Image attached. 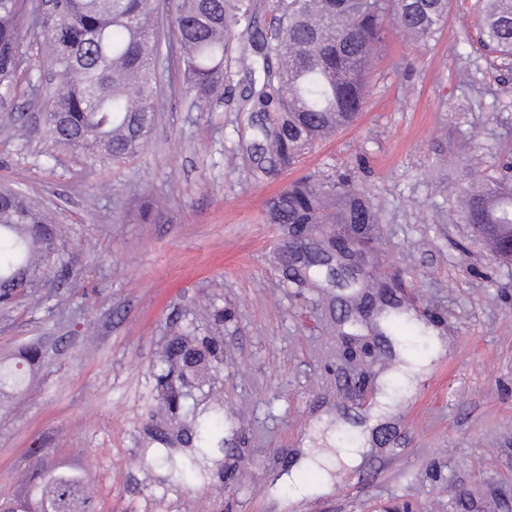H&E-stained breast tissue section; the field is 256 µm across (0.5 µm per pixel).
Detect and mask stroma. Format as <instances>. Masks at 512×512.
Wrapping results in <instances>:
<instances>
[{
  "label": "stroma",
  "mask_w": 512,
  "mask_h": 512,
  "mask_svg": "<svg viewBox=\"0 0 512 512\" xmlns=\"http://www.w3.org/2000/svg\"><path fill=\"white\" fill-rule=\"evenodd\" d=\"M178 57H161L154 129L127 159L52 143L43 101L23 104L26 138L0 116V187L66 227L69 266L39 282L44 303L0 308V356L45 351L0 415V501L21 493L39 442L85 471L99 512H512V264L458 204L460 182L512 162V61L484 47L476 0H450L425 41L387 27L357 121L263 178L244 150L252 128L225 105L191 108ZM307 175L350 176L379 210L367 269L406 312L397 336L374 337L380 361L348 365L339 289L301 285L279 261L288 228L265 205ZM181 334L222 360L174 414L157 377ZM405 354L427 370L360 463L311 496L280 482L317 430L356 445ZM195 418L213 425L208 447L183 440Z\"/></svg>",
  "instance_id": "obj_1"
}]
</instances>
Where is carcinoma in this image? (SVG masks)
Wrapping results in <instances>:
<instances>
[{"label":"carcinoma","instance_id":"1","mask_svg":"<svg viewBox=\"0 0 512 512\" xmlns=\"http://www.w3.org/2000/svg\"><path fill=\"white\" fill-rule=\"evenodd\" d=\"M183 65L185 94L194 107L231 102L234 77L248 85L237 111L250 112L255 176L291 165L316 142L352 124L369 92L375 54L386 23L403 34L431 37L446 19L450 0H271V20L257 29V0H170ZM42 40L50 69L65 83L46 105L52 141L97 150L114 159L136 155L155 120L154 70L164 30L152 0H54L38 12L34 0H0V112H16L15 77L27 55L23 17ZM484 45L512 57V0H482ZM30 100L42 96L43 74L29 71ZM468 224L512 226V190L488 176L479 188L466 186ZM272 224H375L370 202L348 179L327 185L300 180L274 197ZM63 227L34 207L17 189L0 190V292L10 304L36 296L37 281L66 270ZM324 263L305 264V282L328 280L325 263L335 258L331 242L313 246ZM216 356V350L186 336L164 347L160 376L163 402L179 408L180 386ZM43 358L36 344L0 358V411H11L28 391ZM34 512H98L95 496L74 469L42 467L29 477L25 494Z\"/></svg>","mask_w":512,"mask_h":512}]
</instances>
